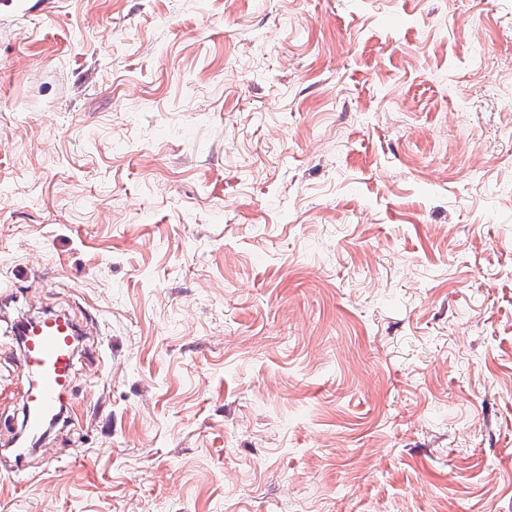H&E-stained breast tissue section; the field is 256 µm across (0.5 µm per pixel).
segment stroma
<instances>
[{"label":"stroma","mask_w":512,"mask_h":512,"mask_svg":"<svg viewBox=\"0 0 512 512\" xmlns=\"http://www.w3.org/2000/svg\"><path fill=\"white\" fill-rule=\"evenodd\" d=\"M0 512H512V0H0ZM76 334V323L65 314L47 315L26 324L22 362L37 382L22 392L21 403L26 429L34 438L40 437L46 421L61 414L64 401L71 400Z\"/></svg>","instance_id":"1"}]
</instances>
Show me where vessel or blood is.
Returning a JSON list of instances; mask_svg holds the SVG:
<instances>
[{
    "label": "vessel or blood",
    "mask_w": 512,
    "mask_h": 512,
    "mask_svg": "<svg viewBox=\"0 0 512 512\" xmlns=\"http://www.w3.org/2000/svg\"><path fill=\"white\" fill-rule=\"evenodd\" d=\"M76 324L56 313L28 321L24 331L22 362L37 379L21 394L25 426L32 437H40L46 421L57 418L73 385Z\"/></svg>",
    "instance_id": "obj_1"
}]
</instances>
